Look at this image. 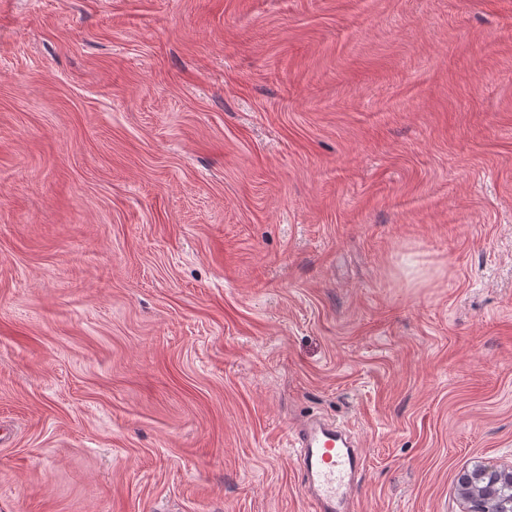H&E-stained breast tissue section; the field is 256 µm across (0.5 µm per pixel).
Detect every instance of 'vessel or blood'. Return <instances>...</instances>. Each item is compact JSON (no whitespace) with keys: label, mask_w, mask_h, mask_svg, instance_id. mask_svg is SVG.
<instances>
[{"label":"vessel or blood","mask_w":512,"mask_h":512,"mask_svg":"<svg viewBox=\"0 0 512 512\" xmlns=\"http://www.w3.org/2000/svg\"><path fill=\"white\" fill-rule=\"evenodd\" d=\"M292 446L314 489L317 512H353L352 476L363 459L349 430L340 423L314 420L295 431Z\"/></svg>","instance_id":"1"}]
</instances>
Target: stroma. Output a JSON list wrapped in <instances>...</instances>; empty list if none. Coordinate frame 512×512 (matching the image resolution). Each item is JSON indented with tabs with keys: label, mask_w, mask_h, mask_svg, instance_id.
Wrapping results in <instances>:
<instances>
[{
	"label": "stroma",
	"mask_w": 512,
	"mask_h": 512,
	"mask_svg": "<svg viewBox=\"0 0 512 512\" xmlns=\"http://www.w3.org/2000/svg\"><path fill=\"white\" fill-rule=\"evenodd\" d=\"M358 512L512 464V0H0V512ZM354 438L340 423L314 420L297 429L292 447L301 460L318 512H354L351 508L353 474L363 466Z\"/></svg>",
	"instance_id": "35a3bbf8"
}]
</instances>
